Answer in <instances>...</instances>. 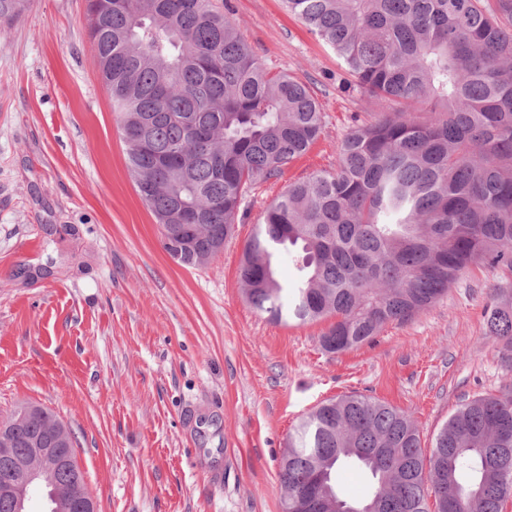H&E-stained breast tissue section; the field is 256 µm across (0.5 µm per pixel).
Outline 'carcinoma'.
Returning <instances> with one entry per match:
<instances>
[{"label":"carcinoma","mask_w":512,"mask_h":512,"mask_svg":"<svg viewBox=\"0 0 512 512\" xmlns=\"http://www.w3.org/2000/svg\"><path fill=\"white\" fill-rule=\"evenodd\" d=\"M391 112L351 130L336 167L288 186L239 267L254 308L277 323L329 319L339 354L404 323L481 261L512 277V0H283ZM31 0H0V22ZM89 37L121 121L128 167L186 267L224 250L244 196L319 137L311 89L258 62L213 0H87ZM189 246L175 252L172 237ZM294 261L278 278L281 251ZM512 347V282L486 309ZM58 417L30 403L8 418L24 439ZM345 466L373 492L346 498ZM283 512H503L512 497V392L465 399L430 452L403 411L361 394L330 399L288 439Z\"/></svg>","instance_id":"obj_1"}]
</instances>
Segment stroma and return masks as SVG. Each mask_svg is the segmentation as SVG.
I'll return each instance as SVG.
<instances>
[{"instance_id": "1", "label": "stroma", "mask_w": 512, "mask_h": 512, "mask_svg": "<svg viewBox=\"0 0 512 512\" xmlns=\"http://www.w3.org/2000/svg\"><path fill=\"white\" fill-rule=\"evenodd\" d=\"M264 68L307 84L317 141L256 185L218 258L164 250L126 163L86 0H34L0 25V418L35 403L75 437L98 512H282L280 460L300 419L352 392L405 411L424 448L464 399L512 391L484 311L502 274L471 266L411 320L341 354L327 321L276 324L238 270L266 208L334 167L390 111L280 0H214Z\"/></svg>"}]
</instances>
